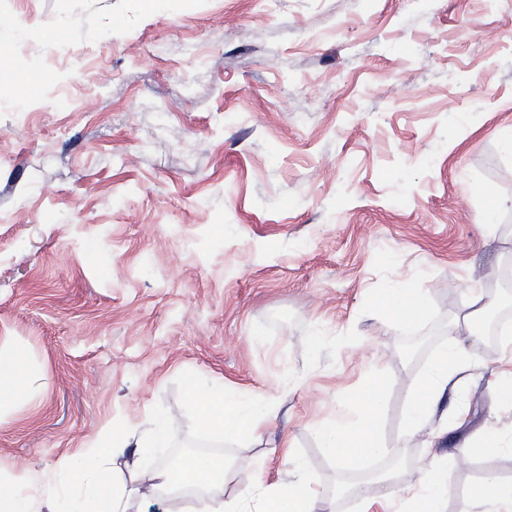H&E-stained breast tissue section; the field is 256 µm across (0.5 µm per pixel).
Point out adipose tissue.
Wrapping results in <instances>:
<instances>
[{"instance_id": "adipose-tissue-1", "label": "adipose tissue", "mask_w": 512, "mask_h": 512, "mask_svg": "<svg viewBox=\"0 0 512 512\" xmlns=\"http://www.w3.org/2000/svg\"><path fill=\"white\" fill-rule=\"evenodd\" d=\"M381 301L394 316L393 328L400 331L412 326L424 312L428 290L419 280L407 287L392 284ZM469 368L463 350L450 342L442 345L409 398V430L430 421L441 398L463 382ZM188 396L201 405L204 427L223 434L225 441L233 444L260 437L276 413L274 403L206 378L192 379ZM316 431L341 467L346 464L348 448H357L363 458L384 451L372 427L354 431L347 422L327 421L317 423ZM171 446L162 411H154L149 428L141 432L113 426L104 430L97 443L61 462L54 472L1 477L0 512H40L46 497L53 500L54 512H147L151 502L172 501L188 491L198 504L196 512H324L326 498L312 487L297 457H289L286 473L272 482L262 477L264 457H255L253 482L230 494L226 487L236 477L232 458L191 457L174 470L164 461ZM119 458L124 459V468H115ZM401 484L396 498L383 493L376 479L351 484L349 492L361 512H445L451 473L441 457L430 456L416 483ZM467 505L468 512H512V482L495 475L486 477L472 491Z\"/></svg>"}]
</instances>
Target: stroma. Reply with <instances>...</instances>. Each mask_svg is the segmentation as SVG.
Masks as SVG:
<instances>
[{
  "label": "stroma",
  "mask_w": 512,
  "mask_h": 512,
  "mask_svg": "<svg viewBox=\"0 0 512 512\" xmlns=\"http://www.w3.org/2000/svg\"><path fill=\"white\" fill-rule=\"evenodd\" d=\"M1 17L29 35L0 45V353L26 355L0 472L51 471L161 408L168 466L231 451L238 491L254 456L286 468L285 440L335 512H358L335 493L351 475L397 462L411 482L432 452L452 461L447 512L512 480V454L477 450L512 428L485 338L457 337L471 377L428 428L406 422L467 285L512 313V0H0ZM420 277L425 316L388 330L382 289ZM198 376L276 404L260 440L203 426ZM330 420L374 425L386 454L340 469L312 429ZM376 367L366 377V383L353 396V404L359 414L369 413L380 406L383 398L380 374Z\"/></svg>",
  "instance_id": "stroma-1"
}]
</instances>
